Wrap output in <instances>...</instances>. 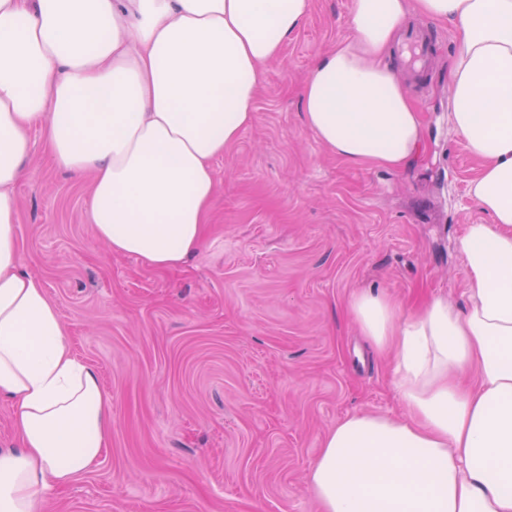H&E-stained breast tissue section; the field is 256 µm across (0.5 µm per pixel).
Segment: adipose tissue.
<instances>
[{
	"instance_id": "obj_1",
	"label": "adipose tissue",
	"mask_w": 512,
	"mask_h": 512,
	"mask_svg": "<svg viewBox=\"0 0 512 512\" xmlns=\"http://www.w3.org/2000/svg\"><path fill=\"white\" fill-rule=\"evenodd\" d=\"M312 0H0V399L19 445L0 451V512L100 457L112 430L96 369L75 358L41 281L22 272L14 186L42 125L54 161L92 173L90 211L113 253L183 266L204 242L215 157L254 119L265 66ZM455 25L449 119L482 163L469 198L486 224L458 241L465 312H404L372 290L349 310L394 356L406 416L345 417L307 481L320 512H512V0H353L350 37L300 91L307 128L354 165L400 170L424 143L394 63L409 13ZM474 382L457 386L452 376Z\"/></svg>"
}]
</instances>
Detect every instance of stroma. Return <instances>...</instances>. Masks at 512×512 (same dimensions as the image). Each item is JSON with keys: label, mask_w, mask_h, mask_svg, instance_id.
<instances>
[{"label": "stroma", "mask_w": 512, "mask_h": 512, "mask_svg": "<svg viewBox=\"0 0 512 512\" xmlns=\"http://www.w3.org/2000/svg\"><path fill=\"white\" fill-rule=\"evenodd\" d=\"M352 2L313 0L269 65L252 124L212 162L205 243L180 268L112 253L92 224L89 178L56 166L30 130L14 190L23 268L112 413L101 458L39 512H318L306 474L325 433L400 411L351 294L383 291L405 309L443 295L465 309L458 240L490 218L466 194L480 164L448 126L452 25L408 19L434 51L425 81L405 84L425 128L406 168L348 164L304 123L299 90L349 36Z\"/></svg>", "instance_id": "35a3bbf8"}]
</instances>
